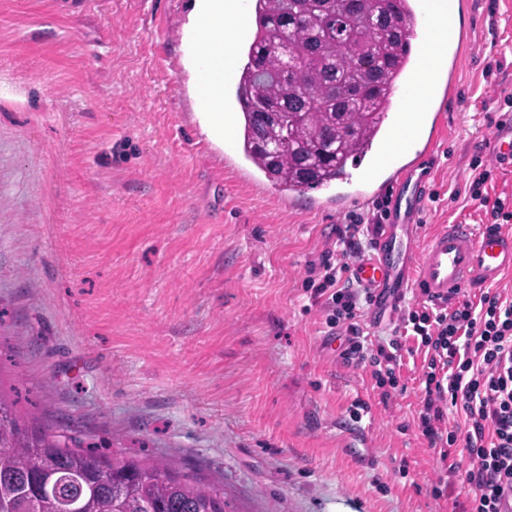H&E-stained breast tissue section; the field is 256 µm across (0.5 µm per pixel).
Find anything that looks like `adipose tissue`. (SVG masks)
<instances>
[{
  "instance_id": "obj_1",
  "label": "adipose tissue",
  "mask_w": 512,
  "mask_h": 512,
  "mask_svg": "<svg viewBox=\"0 0 512 512\" xmlns=\"http://www.w3.org/2000/svg\"><path fill=\"white\" fill-rule=\"evenodd\" d=\"M183 30L189 84L197 99L202 134L224 143V0H190Z\"/></svg>"
}]
</instances>
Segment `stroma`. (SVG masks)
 I'll return each mask as SVG.
<instances>
[{"instance_id": "stroma-1", "label": "stroma", "mask_w": 512, "mask_h": 512, "mask_svg": "<svg viewBox=\"0 0 512 512\" xmlns=\"http://www.w3.org/2000/svg\"><path fill=\"white\" fill-rule=\"evenodd\" d=\"M420 237L483 224L470 161L512 113V0H469ZM187 0H0V392L82 446L172 461L228 512H444L414 422L303 290L336 225L240 178L183 75ZM362 401L361 420L348 408ZM409 475L401 477L400 464Z\"/></svg>"}]
</instances>
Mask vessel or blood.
<instances>
[{
    "mask_svg": "<svg viewBox=\"0 0 512 512\" xmlns=\"http://www.w3.org/2000/svg\"><path fill=\"white\" fill-rule=\"evenodd\" d=\"M466 0H410L412 33L431 43L433 87L450 98L458 81V47L470 37L456 28L453 17ZM226 68H233L236 46L251 22L249 0H224ZM443 112H402L367 152L366 171L348 180L342 192L311 197L313 209L345 211L356 204L378 202L387 220L375 252L353 267V273L374 295L375 318L395 312L408 289L438 301L451 300L458 290L484 288L512 273V231L486 225L448 224L427 240H419L429 182L436 170L437 147L445 137ZM489 150L497 165L512 168V114L494 124Z\"/></svg>",
    "mask_w": 512,
    "mask_h": 512,
    "instance_id": "vessel-or-blood-1",
    "label": "vessel or blood"
}]
</instances>
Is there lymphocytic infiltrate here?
<instances>
[{
  "instance_id": "obj_1",
  "label": "lymphocytic infiltrate",
  "mask_w": 512,
  "mask_h": 512,
  "mask_svg": "<svg viewBox=\"0 0 512 512\" xmlns=\"http://www.w3.org/2000/svg\"><path fill=\"white\" fill-rule=\"evenodd\" d=\"M473 165L479 174L469 185L471 199L495 226L511 223L512 205L485 191L491 172L481 159ZM385 215L381 208L367 223L336 225V248L310 263L305 288L325 310L331 334L342 337L344 362L371 366L382 400L403 393L405 355L423 353L417 428L464 491L452 499L450 512H505L512 503V300L486 288L475 298L461 293L446 306L407 303L389 342L369 346L360 320L373 295L353 281L352 265L376 246ZM452 408L463 419L453 430L447 427ZM460 451L467 467L454 460Z\"/></svg>"
}]
</instances>
